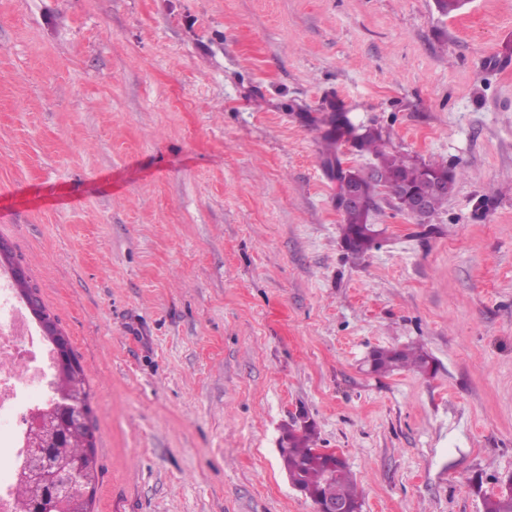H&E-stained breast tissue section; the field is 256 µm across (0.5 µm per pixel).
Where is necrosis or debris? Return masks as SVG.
I'll list each match as a JSON object with an SVG mask.
<instances>
[{
	"label": "necrosis or debris",
	"mask_w": 512,
	"mask_h": 512,
	"mask_svg": "<svg viewBox=\"0 0 512 512\" xmlns=\"http://www.w3.org/2000/svg\"><path fill=\"white\" fill-rule=\"evenodd\" d=\"M52 347L30 319L12 283L0 277V459L13 465L0 479V512H15L17 474L27 456L29 418L56 395Z\"/></svg>",
	"instance_id": "obj_1"
}]
</instances>
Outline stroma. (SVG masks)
<instances>
[{"instance_id":"35a3bbf8","label":"stroma","mask_w":512,"mask_h":512,"mask_svg":"<svg viewBox=\"0 0 512 512\" xmlns=\"http://www.w3.org/2000/svg\"><path fill=\"white\" fill-rule=\"evenodd\" d=\"M333 112L455 174L360 257ZM0 239L84 370L90 512H314L299 413L362 512L512 478V0H0ZM343 216L342 239L344 243L354 254H363L375 243L379 231L374 237L365 239L360 217L348 213H343ZM399 368H413L419 372L430 370L429 357L420 348L378 350L372 357L369 370L373 373H389Z\"/></svg>"}]
</instances>
